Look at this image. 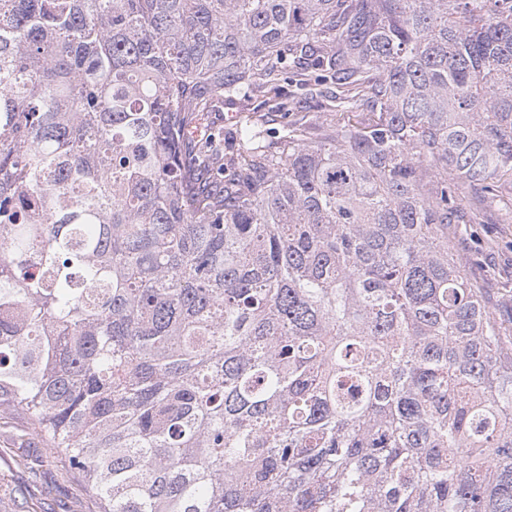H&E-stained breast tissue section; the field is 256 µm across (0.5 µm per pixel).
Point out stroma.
<instances>
[{
    "label": "stroma",
    "mask_w": 512,
    "mask_h": 512,
    "mask_svg": "<svg viewBox=\"0 0 512 512\" xmlns=\"http://www.w3.org/2000/svg\"><path fill=\"white\" fill-rule=\"evenodd\" d=\"M286 111H278V104ZM249 112L261 116L267 128L305 127L321 134L329 125L345 120H368V112L342 114L330 106L327 95L317 87L299 83L280 84L277 90L252 99ZM458 196L465 212L477 214L478 223L452 224L448 241L454 258L482 290L488 310L499 324L512 329V184L499 196L478 193L459 184ZM25 426L21 414L0 416V512H101L99 499L83 485L65 456L51 452L35 438L21 437Z\"/></svg>",
    "instance_id": "35a3bbf8"
}]
</instances>
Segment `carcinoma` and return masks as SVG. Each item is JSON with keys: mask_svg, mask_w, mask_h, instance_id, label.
<instances>
[{"mask_svg": "<svg viewBox=\"0 0 512 512\" xmlns=\"http://www.w3.org/2000/svg\"><path fill=\"white\" fill-rule=\"evenodd\" d=\"M303 75L361 126L245 116ZM512 0H0V412L102 512H512ZM239 111L240 107L238 104L229 105L227 102H224V105H221L215 111L205 114V125L208 127L224 128V132L229 136L232 132V128L235 127V121H229V113L233 112L237 116L240 113ZM458 196L467 214H477L482 224L448 225V241L454 258L479 287L488 310L507 331L512 329V210L505 203L512 198V184L503 196L478 193L460 183Z\"/></svg>", "mask_w": 512, "mask_h": 512, "instance_id": "cac0c4a2", "label": "carcinoma"}]
</instances>
